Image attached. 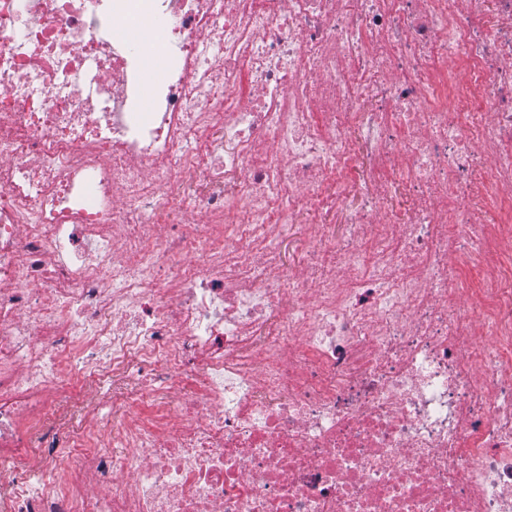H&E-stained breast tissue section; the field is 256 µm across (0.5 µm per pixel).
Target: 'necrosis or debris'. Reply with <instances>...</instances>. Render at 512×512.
<instances>
[{
  "label": "necrosis or debris",
  "instance_id": "4bbe7bcc",
  "mask_svg": "<svg viewBox=\"0 0 512 512\" xmlns=\"http://www.w3.org/2000/svg\"><path fill=\"white\" fill-rule=\"evenodd\" d=\"M74 371L152 413L78 444ZM0 465V512H512V0H0Z\"/></svg>",
  "mask_w": 512,
  "mask_h": 512
}]
</instances>
